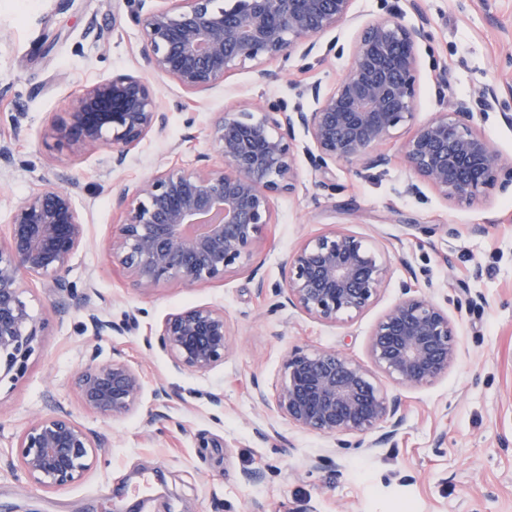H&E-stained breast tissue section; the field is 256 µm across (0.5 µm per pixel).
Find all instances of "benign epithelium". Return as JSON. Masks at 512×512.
<instances>
[{"mask_svg": "<svg viewBox=\"0 0 512 512\" xmlns=\"http://www.w3.org/2000/svg\"><path fill=\"white\" fill-rule=\"evenodd\" d=\"M133 2L146 69L189 95L223 84L248 63L255 81L266 84L276 79L267 64L300 47L309 54L323 34L357 19L353 0H233L224 8L215 0ZM425 37L424 26H406L393 16L368 20L335 87L308 88L312 111L249 101L225 109L206 132L208 152L193 165L158 170L116 198L122 221L104 244L107 261L142 291L222 280L242 268L264 227L274 223V196L295 176L298 127L308 137L305 152L323 174L336 164L369 169L386 163L379 147L413 125L403 162L443 200L470 205L500 177L512 180V160L478 130L467 103L416 122L417 50ZM167 123L149 79L126 73L86 87L57 133L77 155L110 145L112 166L121 167L130 147L164 134ZM86 244L85 222L68 187L41 188L13 212L0 238V382L26 373L46 328L28 302V280L73 292L71 262ZM389 278L378 250L333 230L291 253L280 292L310 318L335 324L363 313ZM143 342L158 346L176 369L198 374L224 364L232 349L224 310L208 305L166 315ZM460 351L448 309L404 283L369 337L370 364L335 349L295 352L283 362L273 398L261 393L258 399L289 424L325 437L353 435L356 447L379 448L398 433L404 414L376 373L399 386H430ZM76 386L83 404L101 417L132 411L144 391L140 372L120 357L82 365ZM102 448L92 429L59 409L28 424L11 462L29 485L59 491L79 483Z\"/></svg>", "mask_w": 512, "mask_h": 512, "instance_id": "1", "label": "benign epithelium"}]
</instances>
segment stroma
I'll use <instances>...</instances> for the list:
<instances>
[{
  "instance_id": "1",
  "label": "stroma",
  "mask_w": 512,
  "mask_h": 512,
  "mask_svg": "<svg viewBox=\"0 0 512 512\" xmlns=\"http://www.w3.org/2000/svg\"><path fill=\"white\" fill-rule=\"evenodd\" d=\"M353 10L364 20L394 16L424 25L418 120L466 101L481 132L512 159V0H354ZM354 42L351 28L336 39L324 34L310 54L298 49L270 63L277 78L265 86L254 83L247 65L203 97L153 79L160 103L179 98L185 108L171 113L164 136L145 138L113 170L108 147L73 155L56 126L84 87L143 67L131 0H0V148L8 151L0 160V237L30 194L73 182L90 239L71 262L74 294L29 281L31 307L48 327L26 375L0 382V512H251L258 503L264 512H512V185L495 181L469 206L443 201L413 183L401 160L408 126L382 145L387 165L339 164L322 175L299 130L295 181L275 196V221L246 268L145 292L104 256L121 220V191L207 152L203 131L237 100L312 109L308 86L332 88ZM491 85L497 97L487 102ZM190 126L201 133L192 143L183 139ZM334 229L365 239L391 268L376 302L336 325L282 304L277 293L292 250ZM405 281L447 308L464 350L430 386L401 387L378 376L406 416L384 447L369 451L349 435L288 425L258 404L257 391L274 395L294 351L333 348L367 362L369 335ZM194 305L222 308L232 340L223 365L204 375L174 369L163 351L143 343L167 314ZM92 309L124 331L95 335ZM115 356L139 370L145 394L133 411L104 418L83 405L75 375L90 358ZM159 389L171 396L167 406L154 399ZM216 395L222 404L213 403ZM59 409L96 431L105 452L78 484L44 491L27 485L8 459L36 416ZM255 470L260 480L248 481Z\"/></svg>"
}]
</instances>
